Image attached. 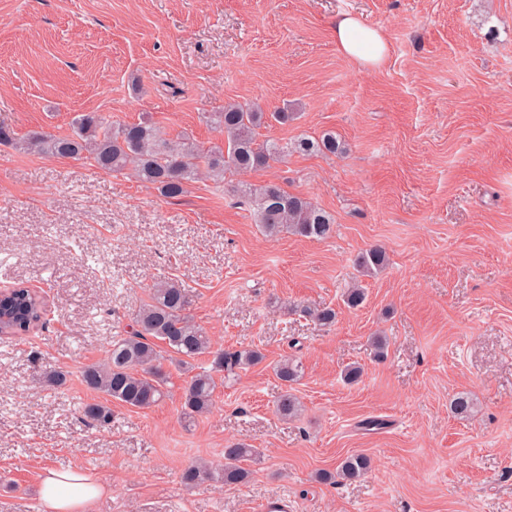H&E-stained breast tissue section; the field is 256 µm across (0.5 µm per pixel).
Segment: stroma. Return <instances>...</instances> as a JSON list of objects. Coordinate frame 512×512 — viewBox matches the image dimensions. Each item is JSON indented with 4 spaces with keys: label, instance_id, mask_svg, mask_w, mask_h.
Segmentation results:
<instances>
[{
    "label": "stroma",
    "instance_id": "obj_1",
    "mask_svg": "<svg viewBox=\"0 0 512 512\" xmlns=\"http://www.w3.org/2000/svg\"><path fill=\"white\" fill-rule=\"evenodd\" d=\"M341 14L386 31L377 69L338 52ZM233 102L295 112L259 140L330 131L346 152H292L167 198L86 157L0 146V290L40 292L49 319L0 339V512H44L41 473L67 467L104 487L89 512H260L283 496L293 512H512V0H0V121L18 135L101 112L209 147ZM241 182L309 199L333 234L266 237L227 191ZM376 245L386 268L357 278L355 256ZM163 277L189 290L215 347L256 345L264 361L194 420L181 396L207 355L170 367L158 405L116 403L109 428L83 424L103 396L81 366L130 331ZM356 283L367 297L351 309ZM285 356L303 368L287 421L273 372ZM49 367L65 386L41 387ZM460 392L475 399L463 419ZM233 442L260 451L246 484L181 483ZM355 453L371 460L363 477L319 481Z\"/></svg>",
    "mask_w": 512,
    "mask_h": 512
}]
</instances>
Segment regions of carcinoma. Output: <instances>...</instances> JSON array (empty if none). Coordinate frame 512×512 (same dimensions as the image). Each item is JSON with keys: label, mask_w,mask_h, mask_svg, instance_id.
Returning a JSON list of instances; mask_svg holds the SVG:
<instances>
[{"label": "carcinoma", "mask_w": 512, "mask_h": 512, "mask_svg": "<svg viewBox=\"0 0 512 512\" xmlns=\"http://www.w3.org/2000/svg\"><path fill=\"white\" fill-rule=\"evenodd\" d=\"M269 118L286 124L291 113L285 110L267 113L258 106L240 103L225 106L214 118V124L224 131V144L208 149L186 137L170 140L149 120L114 125L98 112L80 115L69 135L30 131L19 137L12 127L0 122V145L57 158H79L87 153L98 169L110 173L131 170L139 181L168 198L182 195L187 183L203 176L223 183L228 173L256 170L271 160L287 156L290 150L332 155L345 152L332 132L314 140L301 138L289 147L267 141L260 143L256 130ZM235 192L242 195L240 203L250 207L254 222L269 237L291 234L321 240L334 231L335 221L330 213L277 183L242 184ZM386 262V252L376 246L359 253L354 265L359 276L373 277L383 270ZM190 304L189 291L178 283L172 280L155 283L135 316L131 335L113 340L104 362L81 366L82 383L126 407L146 409L165 397L164 361L188 367L195 358L208 354L212 356V368L191 376L183 391L182 410L189 420L209 411L216 388L212 373L233 375L238 368L261 363L264 355L257 350L212 349L210 337L187 314ZM303 313L321 325H329L336 319V311L329 307L308 306ZM44 315V300L35 291L24 286L8 289L0 297V337L24 336L44 327ZM274 371L286 387L277 403V413L283 419L292 418L299 411L292 390L301 377L302 366L293 358H284L275 364ZM473 410L474 399L469 393L461 392L451 402V412L457 417H467ZM83 415L87 424L100 428L112 422V408L102 403L85 405ZM258 455L259 449L248 444H232L224 448V467L214 469L192 464L183 470L181 480L188 486L214 478L226 485L242 484L250 477L242 462ZM369 466L366 456L350 455L339 464L336 473H323L321 479L331 483L338 477L356 479Z\"/></svg>", "instance_id": "obj_1"}]
</instances>
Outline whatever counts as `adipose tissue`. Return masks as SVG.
Returning a JSON list of instances; mask_svg holds the SVG:
<instances>
[{"label": "adipose tissue", "instance_id": "obj_1", "mask_svg": "<svg viewBox=\"0 0 512 512\" xmlns=\"http://www.w3.org/2000/svg\"><path fill=\"white\" fill-rule=\"evenodd\" d=\"M334 35L338 51L361 67H377L387 55L385 30L366 26L355 16L337 17ZM102 490L93 475L78 468L45 470L39 484L46 512H87Z\"/></svg>", "mask_w": 512, "mask_h": 512}]
</instances>
